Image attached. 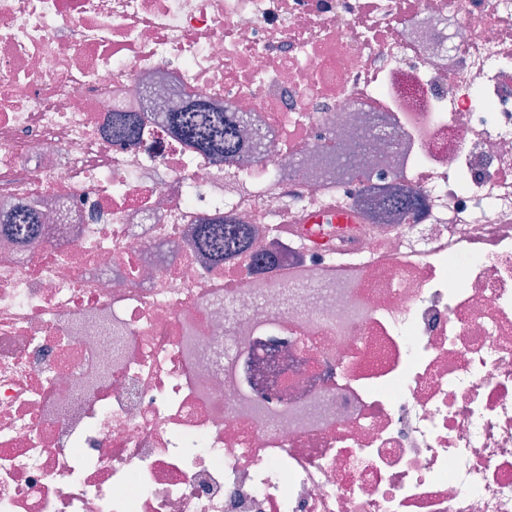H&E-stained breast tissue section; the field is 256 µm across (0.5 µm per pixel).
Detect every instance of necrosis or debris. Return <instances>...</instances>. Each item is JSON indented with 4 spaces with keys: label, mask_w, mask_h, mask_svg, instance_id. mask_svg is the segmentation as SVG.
I'll return each mask as SVG.
<instances>
[{
    "label": "necrosis or debris",
    "mask_w": 512,
    "mask_h": 512,
    "mask_svg": "<svg viewBox=\"0 0 512 512\" xmlns=\"http://www.w3.org/2000/svg\"><path fill=\"white\" fill-rule=\"evenodd\" d=\"M191 95L269 132L248 181L162 125ZM404 172L423 207L378 219ZM336 204L363 222L309 246ZM28 207L0 512H512V0H0V217ZM223 218L272 235L203 263ZM273 317L287 370L244 385L224 341ZM119 119L113 120L112 138L122 142H132L139 134V124L133 112L120 113Z\"/></svg>",
    "instance_id": "obj_1"
}]
</instances>
